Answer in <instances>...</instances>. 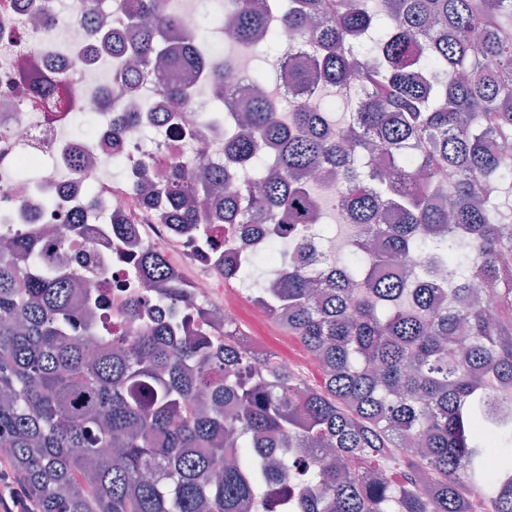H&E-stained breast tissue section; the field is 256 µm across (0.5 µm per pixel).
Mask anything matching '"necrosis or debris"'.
<instances>
[{"instance_id": "1", "label": "necrosis or debris", "mask_w": 512, "mask_h": 512, "mask_svg": "<svg viewBox=\"0 0 512 512\" xmlns=\"http://www.w3.org/2000/svg\"><path fill=\"white\" fill-rule=\"evenodd\" d=\"M86 6V0H0V224L43 239L44 269L71 270L78 283L72 299L76 330L136 336L139 329L124 312L132 299L145 322L171 315L161 284L130 279L131 261L115 248L111 225L116 222L132 243L159 253L171 276L187 288V327H196L199 316L217 315L221 321L211 331L223 339L225 325L241 320L243 288L226 284L198 241L179 225L163 223L134 187L147 158L160 175L172 158L191 170L205 155L223 160L224 129L205 122L213 110L211 90L193 80L189 104L171 113L163 85L121 87L117 59L101 49L102 33L79 20ZM15 47L31 51L51 72L78 75V109L93 121L90 139L75 138L71 114L45 111L15 87L10 54ZM105 93L112 98L108 112L100 106ZM133 96L147 111L113 140L115 114ZM78 148L93 158L79 171L69 161ZM48 227L66 234V248L46 238Z\"/></svg>"}]
</instances>
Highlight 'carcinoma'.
Returning <instances> with one entry per match:
<instances>
[{
  "mask_svg": "<svg viewBox=\"0 0 512 512\" xmlns=\"http://www.w3.org/2000/svg\"><path fill=\"white\" fill-rule=\"evenodd\" d=\"M177 0H124L138 29L123 68L151 81L190 65L229 98L224 60L185 34ZM234 44L277 49L281 98H319L356 78L349 118L334 103L282 117L265 76L251 74L252 105L236 128L224 113V171L197 180L177 160L147 201L201 240L222 224L239 246L215 257L224 283L288 309L286 328L319 361L311 389L270 352L251 358L175 320L128 342L103 336L95 354L70 333L66 271L30 268L40 244L0 232V448L43 512H243L267 508L290 478L302 498L285 512H472L467 479L499 467L494 512H512V0H228ZM297 35L283 52L271 15ZM20 84L52 112H72L75 89L30 54ZM169 106L191 98L170 82ZM112 125L119 139L139 120ZM334 172L336 210L351 222L344 261L316 269L324 215L315 174ZM288 237L291 255L260 280ZM419 263L411 285L396 266ZM135 275L188 301L153 250ZM495 287V314L472 305ZM414 440L409 455L394 452ZM404 471L400 484L380 474Z\"/></svg>",
  "mask_w": 512,
  "mask_h": 512,
  "instance_id": "cac0c4a2",
  "label": "carcinoma"
}]
</instances>
